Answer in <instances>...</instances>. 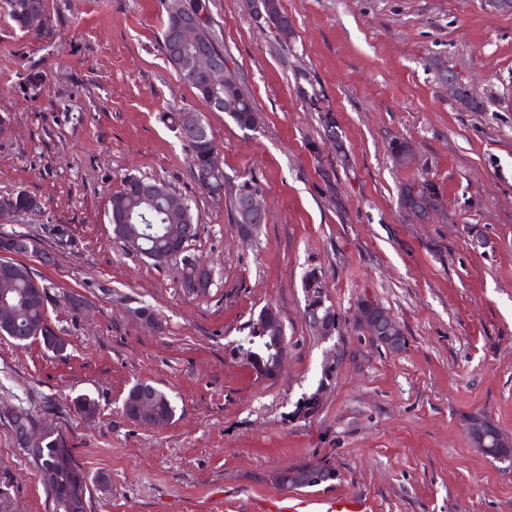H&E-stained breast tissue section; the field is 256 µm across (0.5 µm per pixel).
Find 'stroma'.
Returning a JSON list of instances; mask_svg holds the SVG:
<instances>
[{
	"label": "stroma",
	"mask_w": 512,
	"mask_h": 512,
	"mask_svg": "<svg viewBox=\"0 0 512 512\" xmlns=\"http://www.w3.org/2000/svg\"><path fill=\"white\" fill-rule=\"evenodd\" d=\"M295 35L281 47L245 0H210V26L260 114L239 129L210 111L168 65V0H48L45 38L0 12V196L23 190L38 210L0 221L40 254L63 356L0 339V512H52L36 465L14 440L13 410L64 433L89 477V512H250L279 494L276 471L320 463L335 480L301 499L356 494L373 512H512V463L465 434L487 415L512 435V13L481 0H281ZM455 74L479 102L462 105ZM313 84L337 115L346 159L323 143ZM203 113L230 184L254 178L265 222L244 241L227 200L198 190L170 115ZM412 142L443 213L420 223L398 197L414 171L387 144ZM321 145L313 160L308 142ZM335 170L325 184L321 169ZM165 182L202 222L190 252L207 265V298L184 292L112 238L111 197L125 175ZM324 271L343 320L368 298L399 321L391 353L351 328L335 344L303 318L301 279ZM87 301L71 309L69 294ZM277 308L286 359L256 379L234 351L263 306ZM149 307L152 328L132 310ZM336 376L310 421L292 419L327 362ZM173 400L152 428L122 402L138 383ZM89 395L82 418L72 399Z\"/></svg>",
	"instance_id": "1"
}]
</instances>
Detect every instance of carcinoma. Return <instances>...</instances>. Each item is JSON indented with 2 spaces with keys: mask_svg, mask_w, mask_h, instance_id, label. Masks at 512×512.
<instances>
[{
  "mask_svg": "<svg viewBox=\"0 0 512 512\" xmlns=\"http://www.w3.org/2000/svg\"><path fill=\"white\" fill-rule=\"evenodd\" d=\"M247 6L252 15L263 13V25L275 30L283 39H288V28L292 25L288 14L282 9L280 0H247ZM184 12L203 15V24L199 39L202 46L216 55L224 53V47L207 26L209 15V0H192L181 4ZM3 9L14 25L25 33L40 36L47 26V0H3ZM192 51H186L182 56L167 59L169 65L182 77L206 103L215 96H232L237 101V107L227 112L232 121L242 130L251 131L259 125V115L250 95L239 78H229L227 87H210L202 77V73L194 66ZM206 123L204 116L193 109H183L174 115V124L180 137L187 143L190 151L189 165L192 174L210 165V157L217 151L213 135L206 138L192 139L184 129L191 119ZM404 140L392 139L388 142L391 158L401 166L411 168L416 160L402 154ZM142 180L138 176H126L122 180L120 190L111 200L109 222L112 223V233L115 240L123 243L136 255L150 261L153 265L163 268L172 267L178 271L182 288L199 298L209 294L212 286L211 271L198 268L197 261L188 255L191 240H173L168 236V230L173 224H192L194 230H199L200 218L192 212L190 205H185L180 211L173 212L165 204L162 193L173 192L165 183H160L159 192L153 200L141 197L137 184ZM250 188L254 191L259 187L250 179L236 185V191L230 193L229 214L231 221L237 227L250 223L245 214L238 210L236 203L237 191ZM202 193L214 197H224V171L218 170L213 175L209 186H200ZM11 206L16 213H26L40 208V202L24 190L9 195ZM399 207H411L418 210L424 217L429 218L439 211L442 205L440 191L436 184L424 175H418L408 181L401 190ZM9 245L14 252L12 257H0V274L9 272L13 281L11 300L0 304V336H5L17 347H23L29 342L38 340L47 349L53 348V343L65 344L52 325L48 315L51 302L49 287L35 271L19 257L38 252L36 242L25 234L0 236V247ZM325 287V273L318 268L307 271L301 281V288ZM285 342V332L280 312L273 307H265L258 313L256 320L247 325V335L243 337L241 346L252 350L256 356L263 359L268 357V348L274 343ZM152 388L156 395L154 414L158 418L171 420L175 409L169 395L151 384L140 383L131 387L126 394L122 410L125 417L134 424L144 423L138 404L139 388ZM75 412L81 416L94 415L98 406L94 399L86 395H78L73 401ZM24 419L30 431V450L26 454L39 468L42 476L52 471L55 477L44 480V485L50 495L52 512H87L90 500V483L104 486L109 478L101 474L95 479L77 481L84 471L74 460L65 438L61 434L47 436L35 433L36 422L33 416L25 411H16L11 415V423Z\"/></svg>",
  "mask_w": 512,
  "mask_h": 512,
  "instance_id": "cac0c4a2",
  "label": "carcinoma"
}]
</instances>
